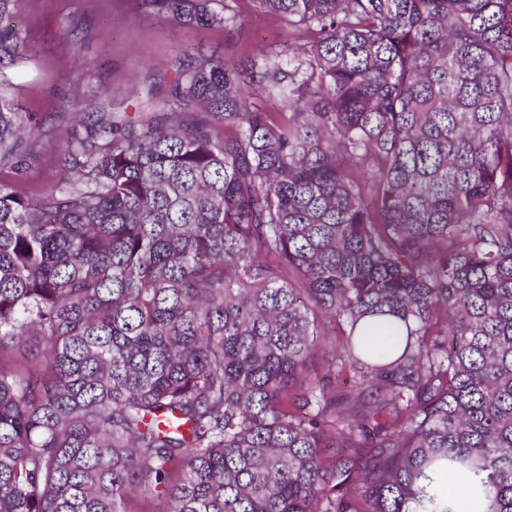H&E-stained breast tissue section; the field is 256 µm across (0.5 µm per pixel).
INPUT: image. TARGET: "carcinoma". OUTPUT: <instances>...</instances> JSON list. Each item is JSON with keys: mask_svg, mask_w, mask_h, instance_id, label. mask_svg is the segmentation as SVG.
I'll use <instances>...</instances> for the list:
<instances>
[{"mask_svg": "<svg viewBox=\"0 0 512 512\" xmlns=\"http://www.w3.org/2000/svg\"><path fill=\"white\" fill-rule=\"evenodd\" d=\"M252 2L288 65L201 53L0 183V512H512V0ZM43 125L1 93L0 168Z\"/></svg>", "mask_w": 512, "mask_h": 512, "instance_id": "carcinoma-1", "label": "carcinoma"}]
</instances>
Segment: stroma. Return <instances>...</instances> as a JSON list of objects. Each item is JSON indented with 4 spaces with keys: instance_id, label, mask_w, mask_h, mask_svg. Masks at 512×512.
Listing matches in <instances>:
<instances>
[{
    "instance_id": "1",
    "label": "stroma",
    "mask_w": 512,
    "mask_h": 512,
    "mask_svg": "<svg viewBox=\"0 0 512 512\" xmlns=\"http://www.w3.org/2000/svg\"><path fill=\"white\" fill-rule=\"evenodd\" d=\"M244 25L236 40L223 29L184 25L140 9L138 0H19L14 23L26 38L27 58L6 70V89L28 112L45 119L44 149L23 175L0 169V180L32 192L64 181L59 153L72 135V109L102 120L137 115L130 89L144 90L197 50L234 61L243 54L277 53L287 59L303 34L239 0Z\"/></svg>"
}]
</instances>
